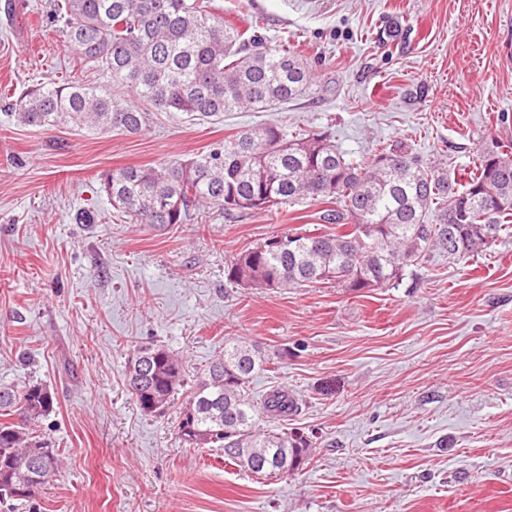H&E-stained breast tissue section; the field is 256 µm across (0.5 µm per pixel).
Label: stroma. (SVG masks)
Here are the masks:
<instances>
[{
  "instance_id": "1",
  "label": "stroma",
  "mask_w": 512,
  "mask_h": 512,
  "mask_svg": "<svg viewBox=\"0 0 512 512\" xmlns=\"http://www.w3.org/2000/svg\"><path fill=\"white\" fill-rule=\"evenodd\" d=\"M50 2L0 0V387L50 390L44 427L63 457L19 512H512V225L487 252L431 258L397 285L272 292L230 285L226 260L283 232H330L323 204H208L153 229L113 215L100 186L102 172L267 123L328 134L358 161L399 141L472 171L512 144V0H217L265 47L294 48L314 81L218 122L156 112L137 135L6 115L38 82L111 85L65 43ZM233 339L269 360L253 398L284 389L298 406L268 422L309 436L294 473L257 478L223 449L183 445L178 404L147 414L126 389L134 348L170 350L193 376Z\"/></svg>"
}]
</instances>
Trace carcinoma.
<instances>
[{"label": "carcinoma", "instance_id": "1", "mask_svg": "<svg viewBox=\"0 0 512 512\" xmlns=\"http://www.w3.org/2000/svg\"><path fill=\"white\" fill-rule=\"evenodd\" d=\"M62 34L85 63L106 71L112 89L78 80L43 82L15 104L23 125L139 134L151 111L180 112L189 121H216L242 108L264 112L299 98L312 74L286 46L265 48L257 36L224 21L215 0H55ZM270 171L262 184L253 174ZM112 209L135 224H189L199 205L225 212H271L310 200L328 205L323 220L336 231H291L236 254L227 280L285 290L334 282L351 291L402 281L406 270L434 254L458 261L496 245L512 223V151L477 156L464 180L442 163L396 146L365 162L346 158L322 133L293 135L278 124L248 128L205 153L155 166L102 174ZM146 378L127 373L129 391L147 414L186 393L177 420L190 445L224 449V457L260 478L309 459L310 443L295 432L259 427L260 417H288L297 405L284 391L257 402L247 384L266 370L260 350L244 341L187 379L182 359L160 347L136 352ZM53 396L40 384L0 389V512L29 503L59 473L61 451L43 422ZM253 448L243 461L237 449ZM30 486L35 491L20 494Z\"/></svg>", "mask_w": 512, "mask_h": 512}]
</instances>
